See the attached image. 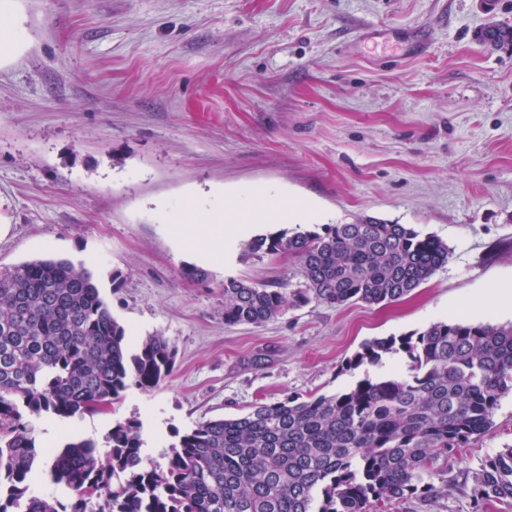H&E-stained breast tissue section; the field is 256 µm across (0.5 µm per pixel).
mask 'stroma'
Returning <instances> with one entry per match:
<instances>
[{
    "mask_svg": "<svg viewBox=\"0 0 512 512\" xmlns=\"http://www.w3.org/2000/svg\"><path fill=\"white\" fill-rule=\"evenodd\" d=\"M512 0H5L0 6V267L68 258L89 269L129 345L176 347L156 388L83 416V436L140 428L164 463L196 422L254 404L333 394L347 361L410 335L512 278ZM309 203L303 227L366 217L447 243V263L405 298L318 301L261 326L224 322V280L304 287L297 259L247 263L238 246L186 280L224 198ZM262 366H254L255 357ZM512 445V396L492 430L449 455L430 502L382 512H472L458 486ZM477 40L490 49L512 46V26L493 24L477 33Z\"/></svg>",
    "mask_w": 512,
    "mask_h": 512,
    "instance_id": "1",
    "label": "stroma"
}]
</instances>
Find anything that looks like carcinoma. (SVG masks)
<instances>
[{
	"label": "carcinoma",
	"mask_w": 512,
	"mask_h": 512,
	"mask_svg": "<svg viewBox=\"0 0 512 512\" xmlns=\"http://www.w3.org/2000/svg\"><path fill=\"white\" fill-rule=\"evenodd\" d=\"M512 46V26L477 33ZM288 254L305 287L289 291L224 279V323L263 325L315 299L388 304L448 262V244L409 224L370 217L321 230L283 229L241 245L243 262ZM406 354L409 373L382 372ZM175 346L153 334L132 351L92 273L67 259L0 267V512H371L443 496L430 482L440 458L486 434L512 395V323L439 321L412 336L373 338L349 364L377 369L330 395L257 403L233 419L196 423L161 467L142 454L138 427L117 422L100 455L92 439L53 448L27 418L109 411L134 385L157 387ZM66 499L32 491L37 466ZM473 512L512 502V446L465 477Z\"/></svg>",
	"instance_id": "1"
}]
</instances>
